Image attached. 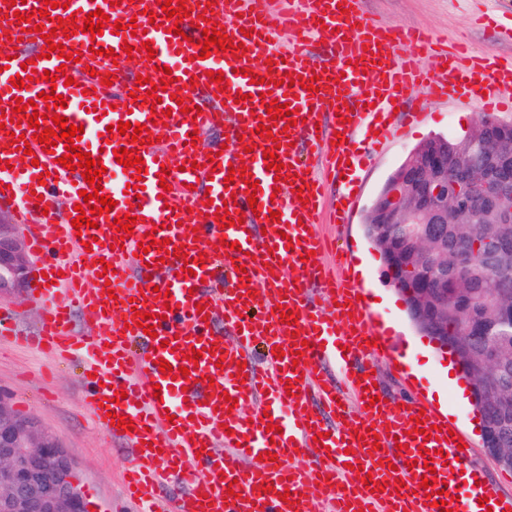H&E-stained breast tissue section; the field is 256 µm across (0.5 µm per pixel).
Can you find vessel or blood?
<instances>
[{"instance_id": "b4317fda", "label": "vessel or blood", "mask_w": 512, "mask_h": 512, "mask_svg": "<svg viewBox=\"0 0 512 512\" xmlns=\"http://www.w3.org/2000/svg\"><path fill=\"white\" fill-rule=\"evenodd\" d=\"M184 3L189 17L173 22L156 0H70L45 18L37 14L43 0H0V40H19L14 59L0 53V113L11 112L16 98L32 99L46 128L53 121L39 93L63 95L60 114L83 127L81 149L105 166L102 192L116 202L96 227L74 228L86 183L80 170L60 164L64 144L44 147L25 122L0 129V160L9 164L0 169V202H12L17 222L27 225L37 259L26 295L40 319L24 344L54 360L83 361L82 404L126 445L125 497L135 512H512V497L469 466L473 445L452 435L447 415L418 397L371 406L380 390L364 356L402 354L372 313L365 281L351 277L350 257L341 255L333 268L307 258L326 248L318 226L329 180L343 187L335 221L348 220L356 139H389L398 131L395 109L419 118L424 99L464 98L497 109L512 94V63L441 54L425 67L401 48L428 45L429 37L403 24H374L361 0ZM96 10L109 17L101 35L64 39L70 61L47 57L37 26L51 17L67 28ZM223 15L234 49L214 46L202 56L204 28ZM318 40L328 53L316 62ZM130 59L134 79L123 68ZM29 60L37 72L61 66L66 76L13 87ZM217 71L223 83L211 81ZM168 72L174 80L161 103L144 105ZM312 77L318 89L310 93L304 83ZM267 91L296 111V126L271 118L260 98ZM194 107L201 115L191 116ZM326 113L333 127L321 126ZM121 121L149 126L155 138L138 149L146 169L138 191L127 189L132 170L114 155L127 136L108 132ZM197 129L223 134L225 149L193 144ZM14 133L29 141L32 161L12 144ZM267 149L275 150L277 168L264 159ZM233 168L251 172L253 184L230 177ZM222 206L232 221L227 228L215 219ZM132 209L134 231L119 235L113 222ZM150 236L155 245L141 253ZM165 238L180 256L167 253ZM138 310L150 314L154 335L138 328ZM288 311L295 320H285ZM78 316L85 330L74 327ZM194 349L201 356L193 367L187 356ZM161 359L190 372L163 376ZM232 397L238 408H230ZM254 400L262 411L242 413ZM270 424L276 433H267ZM168 485L178 494L159 500ZM440 490L448 506H431Z\"/></svg>"}]
</instances>
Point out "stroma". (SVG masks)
<instances>
[{
    "label": "stroma",
    "mask_w": 512,
    "mask_h": 512,
    "mask_svg": "<svg viewBox=\"0 0 512 512\" xmlns=\"http://www.w3.org/2000/svg\"><path fill=\"white\" fill-rule=\"evenodd\" d=\"M364 13L379 24L404 23L428 29L448 47L464 45L471 54L512 58V0H362ZM465 101L432 105L421 121L405 123L396 139L383 144L365 163L356 200L345 224H323L356 262L365 264L371 290L382 293L376 306L407 348L419 370L404 374L388 359H373L375 379L387 399L420 392L436 410L446 413L472 441L471 462L486 479L512 495V471L501 468L486 452L478 419L448 385L449 356L410 320L401 293L389 282L379 250L366 237L364 221L373 198L408 153L426 139L463 137L482 117ZM80 367L75 363L48 367L45 358L28 349L0 346V393L14 409L29 415L53 433L72 458L92 512H129L122 498L123 444L108 437L81 407Z\"/></svg>",
    "instance_id": "stroma-1"
}]
</instances>
